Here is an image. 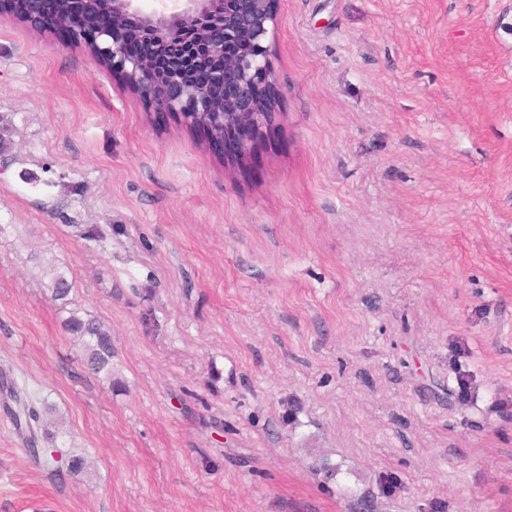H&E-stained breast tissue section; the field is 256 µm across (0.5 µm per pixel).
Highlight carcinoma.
<instances>
[{"mask_svg":"<svg viewBox=\"0 0 512 512\" xmlns=\"http://www.w3.org/2000/svg\"><path fill=\"white\" fill-rule=\"evenodd\" d=\"M50 289L54 299L66 304L73 290V283L61 272L52 277ZM65 330L82 344L84 362L94 375H103L107 384H112V357L114 353L112 334L95 318H83L70 313L64 321ZM0 394L4 396L3 411L10 418L33 461L56 476L79 474L86 468L82 456H63L54 433L36 409L38 400L4 372L0 373Z\"/></svg>","mask_w":512,"mask_h":512,"instance_id":"1","label":"carcinoma"}]
</instances>
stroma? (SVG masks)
<instances>
[{"label": "stroma", "mask_w": 512, "mask_h": 512, "mask_svg": "<svg viewBox=\"0 0 512 512\" xmlns=\"http://www.w3.org/2000/svg\"><path fill=\"white\" fill-rule=\"evenodd\" d=\"M276 8L283 116L239 162L0 19V370L90 462L0 411V512H512V0ZM64 327L81 342L87 369L95 376L103 374L107 384L111 383L114 349L109 329L97 319L83 318L75 312L64 321ZM0 393L4 396V413L12 421L25 452L36 464L50 470L55 476L74 475L84 471L85 458L66 455L60 451L54 433L50 432L41 413L36 409L38 400L3 371L0 373ZM63 455L66 458L64 462Z\"/></svg>", "instance_id": "stroma-1"}]
</instances>
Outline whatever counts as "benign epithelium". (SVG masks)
Segmentation results:
<instances>
[{"label":"benign epithelium","mask_w":512,"mask_h":512,"mask_svg":"<svg viewBox=\"0 0 512 512\" xmlns=\"http://www.w3.org/2000/svg\"><path fill=\"white\" fill-rule=\"evenodd\" d=\"M24 0L28 23L92 44V55L155 107L203 127L224 156L243 159L282 116L271 41L274 0ZM112 13L89 32L88 11Z\"/></svg>","instance_id":"7a95c632"}]
</instances>
